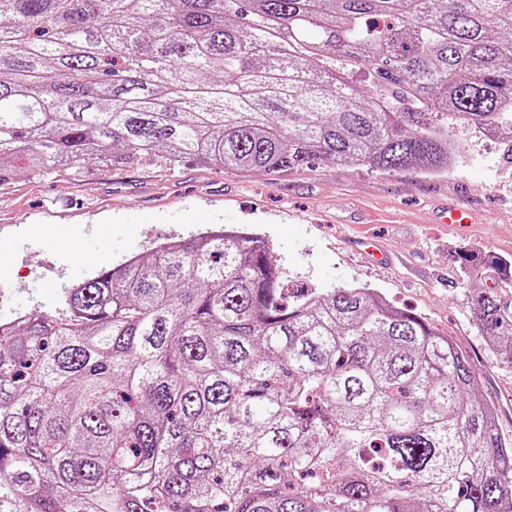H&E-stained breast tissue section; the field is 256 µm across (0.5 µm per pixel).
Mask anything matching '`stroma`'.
Instances as JSON below:
<instances>
[{
	"label": "stroma",
	"instance_id": "1",
	"mask_svg": "<svg viewBox=\"0 0 512 512\" xmlns=\"http://www.w3.org/2000/svg\"><path fill=\"white\" fill-rule=\"evenodd\" d=\"M465 151L448 172L393 173L318 164L296 172L240 174L186 158L171 166L92 160L79 180L18 169L0 189V320L53 311L63 289L164 239L232 226L268 238L290 273L319 288L366 287L421 316L468 357L497 427L512 442V363L482 338L457 254L512 260V140L457 129ZM469 208V237L448 232L442 207ZM374 236L386 253L370 261ZM99 239L100 262L78 267L71 248Z\"/></svg>",
	"mask_w": 512,
	"mask_h": 512
}]
</instances>
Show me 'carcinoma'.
Returning a JSON list of instances; mask_svg holds the SVG:
<instances>
[{
	"mask_svg": "<svg viewBox=\"0 0 512 512\" xmlns=\"http://www.w3.org/2000/svg\"><path fill=\"white\" fill-rule=\"evenodd\" d=\"M512 134V0H0V187L23 159L448 169ZM512 362V263L458 254ZM0 324L6 512H512L464 354L237 229L170 238Z\"/></svg>",
	"mask_w": 512,
	"mask_h": 512,
	"instance_id": "obj_1",
	"label": "carcinoma"
}]
</instances>
